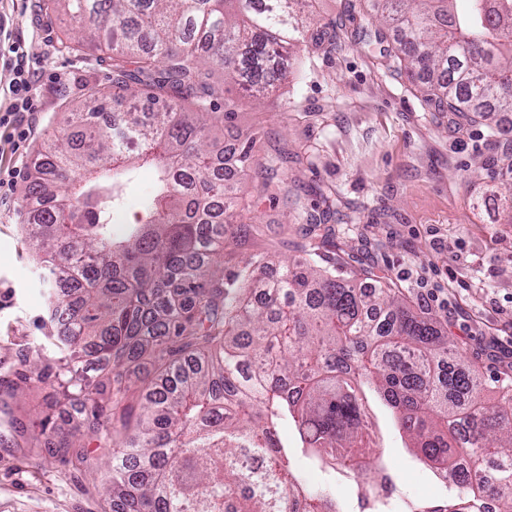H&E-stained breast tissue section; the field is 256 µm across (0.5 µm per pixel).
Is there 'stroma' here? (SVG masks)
Instances as JSON below:
<instances>
[{
    "mask_svg": "<svg viewBox=\"0 0 512 512\" xmlns=\"http://www.w3.org/2000/svg\"><path fill=\"white\" fill-rule=\"evenodd\" d=\"M349 0H318L322 21L336 22L335 46L299 50L297 79L278 104H242L227 136L257 133L254 165L239 178L244 222L224 254L225 270L262 254L279 263L301 247H319L342 277L363 282L372 271L397 284L411 305L430 313L483 378L487 403L498 382H512V223L488 205L493 186L512 180V150L488 126L435 111L419 92V77L394 72L378 49L358 41ZM44 0H0V22L30 58L39 60L37 112L24 115L28 137L13 143L0 128V379L21 357L56 365L50 345V288L23 230L25 189L37 147L85 87L112 91L108 53L67 51L77 28L70 14L47 15ZM288 155L269 172L275 150ZM332 207H325V200ZM323 216L319 226L309 215ZM63 401L49 386L32 387L13 403L29 432ZM370 410L392 481L406 499L437 501L449 487L419 463L391 411L378 399ZM0 425V512H105L99 478L112 451L85 437L90 466L38 457L3 441ZM296 468L315 490L336 494L359 512L347 478L329 477L304 462Z\"/></svg>",
    "mask_w": 512,
    "mask_h": 512,
    "instance_id": "1",
    "label": "stroma"
}]
</instances>
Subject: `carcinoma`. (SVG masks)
Wrapping results in <instances>:
<instances>
[{"mask_svg":"<svg viewBox=\"0 0 512 512\" xmlns=\"http://www.w3.org/2000/svg\"><path fill=\"white\" fill-rule=\"evenodd\" d=\"M313 2L46 0V13L79 23L77 43L112 52V97L89 91L35 152L28 245L54 290L49 322L65 361L53 372L22 358L0 407L52 381L71 408L67 432L47 418L32 435L13 418L14 444L83 463L85 431L99 434L112 449V512H343L295 475L294 453L276 439L285 420L301 456L377 499L386 465L369 389L417 459L456 489L424 512H482L487 498L512 512V385L487 404L482 379L435 318L380 280L365 290L314 265L308 250L275 276L261 255L224 272L238 212L212 127L231 125L242 98L271 104L291 74L290 50L336 43ZM457 2L361 7L359 42L396 32L386 54L419 71L438 103L470 104L483 120L511 114L512 0H465L462 13ZM140 97L150 111L138 110ZM252 148L240 141L232 166L246 167ZM149 161L154 187L119 236L114 215ZM145 356L155 375L136 413L131 365Z\"/></svg>","mask_w":512,"mask_h":512,"instance_id":"obj_1","label":"carcinoma"}]
</instances>
